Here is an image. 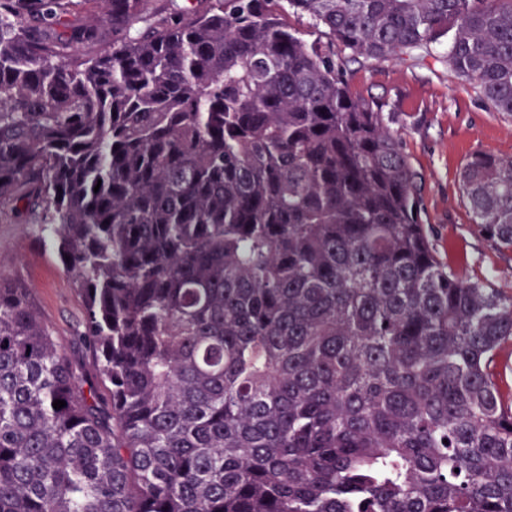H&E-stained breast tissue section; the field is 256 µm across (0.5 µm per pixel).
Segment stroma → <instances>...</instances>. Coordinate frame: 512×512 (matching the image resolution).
I'll return each instance as SVG.
<instances>
[{"mask_svg":"<svg viewBox=\"0 0 512 512\" xmlns=\"http://www.w3.org/2000/svg\"><path fill=\"white\" fill-rule=\"evenodd\" d=\"M438 44L425 61L409 58L352 64L350 89L383 113L421 178L422 219L432 230L440 260L466 277L488 276L492 287L512 290V252L498 249L472 222L460 169L476 152L512 157V120L493 112L473 85L458 80ZM0 271L30 288L67 353L93 367L81 345L84 303L72 273L57 258L37 224L0 215Z\"/></svg>","mask_w":512,"mask_h":512,"instance_id":"35a3bbf8","label":"stroma"}]
</instances>
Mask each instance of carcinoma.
Segmentation results:
<instances>
[{
  "instance_id": "obj_1",
  "label": "carcinoma",
  "mask_w": 512,
  "mask_h": 512,
  "mask_svg": "<svg viewBox=\"0 0 512 512\" xmlns=\"http://www.w3.org/2000/svg\"><path fill=\"white\" fill-rule=\"evenodd\" d=\"M290 11L355 60L444 38L512 118V0H0V214L51 230L96 366L0 273V512H512V295L439 261ZM460 185L512 251V157ZM498 384L503 399L511 404L512 396V347L506 345L497 359Z\"/></svg>"
}]
</instances>
